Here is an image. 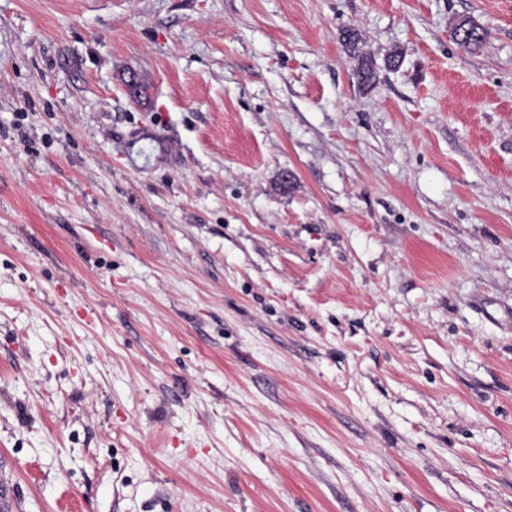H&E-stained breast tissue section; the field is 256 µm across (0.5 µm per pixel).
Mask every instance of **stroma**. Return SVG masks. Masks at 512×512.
<instances>
[{
    "mask_svg": "<svg viewBox=\"0 0 512 512\" xmlns=\"http://www.w3.org/2000/svg\"><path fill=\"white\" fill-rule=\"evenodd\" d=\"M2 479L512 512V0H0ZM464 26L471 29V34L466 39H461V32L466 30ZM450 32L453 40L463 48L469 51L479 49L486 41L487 32L485 28L475 23L469 18H462L454 21L450 26Z\"/></svg>",
    "mask_w": 512,
    "mask_h": 512,
    "instance_id": "obj_1",
    "label": "stroma"
}]
</instances>
